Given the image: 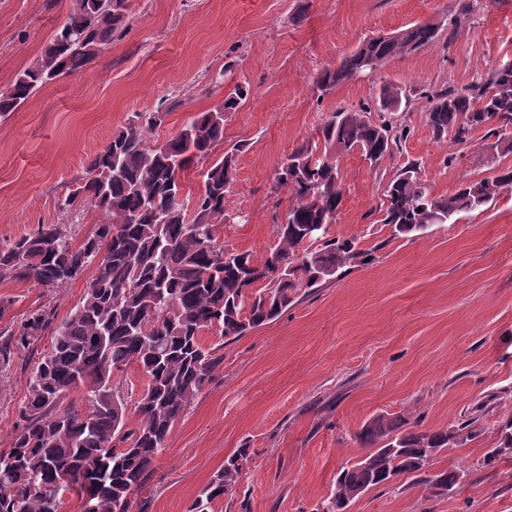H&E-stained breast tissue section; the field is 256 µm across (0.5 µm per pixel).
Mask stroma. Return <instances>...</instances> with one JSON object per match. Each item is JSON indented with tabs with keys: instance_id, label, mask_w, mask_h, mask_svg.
Instances as JSON below:
<instances>
[{
	"instance_id": "obj_1",
	"label": "stroma",
	"mask_w": 512,
	"mask_h": 512,
	"mask_svg": "<svg viewBox=\"0 0 512 512\" xmlns=\"http://www.w3.org/2000/svg\"><path fill=\"white\" fill-rule=\"evenodd\" d=\"M74 0H0V93L39 57ZM127 28L83 72L39 89L0 118V247L40 224L66 227L81 242L102 213L59 198L137 112L181 101L157 130L186 121L247 84L249 95L224 124V144L244 143L228 209L243 221L218 227L224 245L263 263L292 196L275 188L278 163L335 109L371 103L378 80L411 90L471 83L512 60V0H478L471 26L448 44L392 59L317 98L318 72L367 37L418 22L445 23L455 0H127ZM426 102L403 115L411 134L393 159L421 166L435 195L463 179L490 176L483 131L465 144L436 141ZM452 164H445V157ZM344 202L331 235L377 246L371 263L347 267L304 290L278 318L221 345L222 365L166 439L137 495L145 512H187L226 458L246 447L243 478L210 512H317L338 472L363 456L354 435L371 418L403 416L435 431L456 427L486 405L476 436L447 448L433 470L463 472L453 496L415 478L369 489L350 512H512V458L482 468L499 421L512 417V192L484 211L390 240L378 224L381 180L358 153L342 155ZM92 270L49 290L0 280V331L41 309L65 319ZM51 346L42 336L0 371V451L19 427L27 378Z\"/></svg>"
}]
</instances>
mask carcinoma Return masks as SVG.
Returning <instances> with one entry per match:
<instances>
[{
    "mask_svg": "<svg viewBox=\"0 0 512 512\" xmlns=\"http://www.w3.org/2000/svg\"><path fill=\"white\" fill-rule=\"evenodd\" d=\"M126 10L127 0H75L37 61L0 93V114L15 111L54 80L84 71L125 31ZM473 11L472 0H458L446 28L424 22L368 37L336 67L323 69L314 86L325 97L395 57L447 43L471 24ZM248 94L246 85L235 84L221 104L166 140L151 139L149 133L181 101L135 114L58 202L67 211L80 200L101 211L104 223L79 246L61 225L43 224L0 247V279L42 288H62L95 267L68 318L58 322L43 310L0 340L4 366L14 349L45 334L52 337L28 377L27 402L19 412L22 428L12 435L9 449L0 451V512H61L56 481L62 475L80 502L79 512H114L118 502L125 504L124 512H133L136 493L147 483L169 433L224 360L203 346L202 334L238 339L280 316L302 289L333 283L344 267L375 259L376 247L362 250L350 239L329 237L344 197L338 160L358 152L376 169L394 157L410 135V127L396 118L411 103L406 90L382 81L372 105L330 113L317 136L281 160L275 187H288L292 203L262 264L217 239L216 225L231 220L228 197L236 158L246 144H234L201 171L191 219H186L185 198L177 196L182 174L224 143V121ZM420 95L427 99L425 118L435 139L463 144L473 131L485 129L488 150L500 157L512 154V60L498 62L464 87L444 84ZM318 148L323 159L314 161ZM509 191L512 165L489 177L462 180L452 193L436 196L420 178V164L409 161L383 183L378 223L390 227L394 239L416 236ZM133 362L146 383L129 427L124 390L114 375ZM485 409L479 405L457 427L432 432L400 415L373 418L354 435L369 454L339 472L326 512H348L366 490L401 476L419 478L443 496L456 493L462 474L442 470L428 476L426 471L438 452L471 440L472 425ZM248 455L249 449L241 448L228 457L188 512H207L231 492ZM508 456L512 418L498 425L496 445L483 464L491 467Z\"/></svg>",
    "mask_w": 512,
    "mask_h": 512,
    "instance_id": "cac0c4a2",
    "label": "carcinoma"
}]
</instances>
